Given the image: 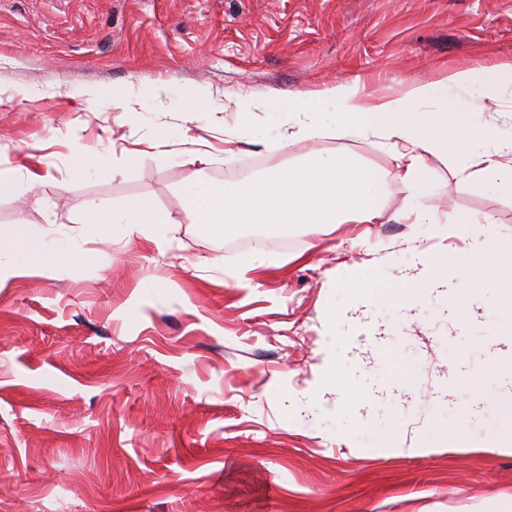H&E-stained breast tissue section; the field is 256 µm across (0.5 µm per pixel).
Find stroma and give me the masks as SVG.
<instances>
[{"label": "stroma", "mask_w": 512, "mask_h": 512, "mask_svg": "<svg viewBox=\"0 0 512 512\" xmlns=\"http://www.w3.org/2000/svg\"><path fill=\"white\" fill-rule=\"evenodd\" d=\"M501 63L512 0H0V170L18 181L0 226L91 258L0 290V512H512L498 408L512 365L489 343L512 329L490 300L468 321L440 292L405 300L411 276L480 247L462 216L512 238V195L428 154L413 200L380 139L283 147L264 113L228 108ZM78 148L93 174L75 173ZM314 148L382 172L375 223L301 226L286 246L241 230L233 248L187 220L185 184L255 179ZM34 165L51 173L36 187ZM134 199L174 221L166 244L145 224L88 232L87 206Z\"/></svg>", "instance_id": "stroma-1"}]
</instances>
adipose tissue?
I'll list each match as a JSON object with an SVG mask.
<instances>
[{"instance_id": "1", "label": "adipose tissue", "mask_w": 512, "mask_h": 512, "mask_svg": "<svg viewBox=\"0 0 512 512\" xmlns=\"http://www.w3.org/2000/svg\"><path fill=\"white\" fill-rule=\"evenodd\" d=\"M508 93L512 94V65L502 64L457 70L430 83L413 80L397 95L375 96L356 83H334L289 95L287 108L271 105L266 109L286 146L327 136L384 140L405 161L403 181L410 197H419L426 189L425 155L451 153L459 143L464 146L461 157L465 167L479 168L488 189L512 193V164L501 162L502 157H512V132L502 133L480 119L482 112ZM488 143L494 144V152H484ZM87 223L99 234L127 233L133 225L148 224L158 244L165 242L171 231L169 216L141 200L129 203L120 221L90 208ZM471 229L491 244L469 261L470 268L478 271V279L467 280L461 290L449 282L447 267L436 265L425 276L413 279L412 290L447 289L451 307L466 317L470 299L483 287L512 318V241H503L487 216L472 219ZM4 253L11 263L8 268L0 267V288L14 277L32 271L54 275L86 259L72 245L40 244L27 233L0 227V255Z\"/></svg>"}]
</instances>
